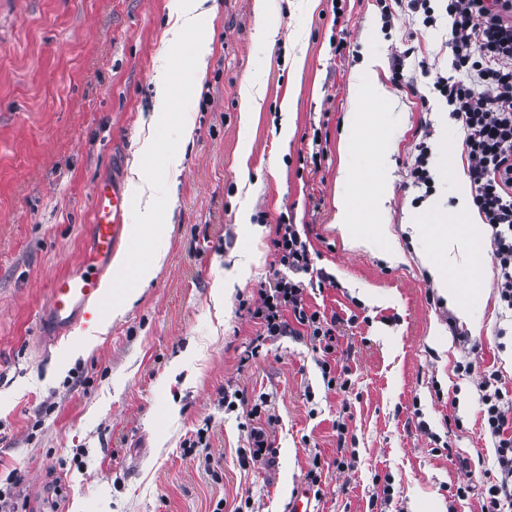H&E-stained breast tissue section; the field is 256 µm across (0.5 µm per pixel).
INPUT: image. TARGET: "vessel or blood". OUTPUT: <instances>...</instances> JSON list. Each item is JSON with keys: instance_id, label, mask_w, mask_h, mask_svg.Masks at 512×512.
<instances>
[{"instance_id": "b4317fda", "label": "vessel or blood", "mask_w": 512, "mask_h": 512, "mask_svg": "<svg viewBox=\"0 0 512 512\" xmlns=\"http://www.w3.org/2000/svg\"><path fill=\"white\" fill-rule=\"evenodd\" d=\"M130 205L124 188L115 182L101 181L94 192L93 246L80 272L67 273L51 284L49 317L60 329L76 320H90L106 311L112 298L102 286V273L112 263L123 234V216Z\"/></svg>"}]
</instances>
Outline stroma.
<instances>
[{"label": "stroma", "instance_id": "stroma-1", "mask_svg": "<svg viewBox=\"0 0 512 512\" xmlns=\"http://www.w3.org/2000/svg\"><path fill=\"white\" fill-rule=\"evenodd\" d=\"M168 2L0 0V480L15 476L18 512H235L247 490L259 512H286L311 491L316 458L317 512H482L495 449L460 365L498 372L512 394V317L493 293L494 261L464 309L446 290L468 266L443 287L421 261L468 167L460 125L429 87L449 68L446 24L427 30L398 8L384 18L380 0H265L260 11L209 0V67L184 106L194 135L184 145L176 124L155 132L184 153L166 261L90 352H72L80 327L46 321L53 279L79 271L92 246L96 183L129 179L156 66L189 54L167 40ZM370 50L390 101L370 103V124L353 129L354 75ZM248 84L261 96L251 111ZM422 142L435 190L416 207L409 170ZM347 168L355 177L340 182ZM380 179L389 200L368 221L384 242L349 250L336 196L364 213ZM284 223L304 227L315 268L336 280L307 302L341 319L330 362L346 388H328L309 336L251 352L259 326L247 308ZM388 241L403 262L386 260ZM225 274L236 281L218 307ZM261 396L277 452L268 469L240 463ZM201 429L207 447L184 451Z\"/></svg>", "mask_w": 512, "mask_h": 512}]
</instances>
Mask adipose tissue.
Masks as SVG:
<instances>
[{
  "label": "adipose tissue",
  "instance_id": "adipose-tissue-1",
  "mask_svg": "<svg viewBox=\"0 0 512 512\" xmlns=\"http://www.w3.org/2000/svg\"><path fill=\"white\" fill-rule=\"evenodd\" d=\"M207 0H170V15L173 24L169 29L171 40L189 41L192 79L190 83L175 85L173 75L181 69L179 58H161L153 77L157 99L154 112L144 119L145 135L139 137L136 158L131 167L129 190L138 200L140 209L137 222L132 228L133 247L115 260L122 268V277L113 279L112 316H120L129 304L153 280L168 253L169 227L159 221L174 198L176 179L182 171L183 156L180 152H162L154 136L156 128L166 123L171 116L175 99L191 97L194 87L205 76L211 56V40L207 34L211 10ZM164 158L169 172L167 182L158 183L149 179L147 170L157 158ZM454 226L434 225L433 249L424 256V263L436 283L447 285L452 272L460 263H468L472 274L465 288L456 289L449 296L450 302H465L480 297L483 293L485 252L480 236L471 231L478 222L477 212L470 207L467 195H460L453 216Z\"/></svg>",
  "mask_w": 512,
  "mask_h": 512
}]
</instances>
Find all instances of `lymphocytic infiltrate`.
<instances>
[{
	"label": "lymphocytic infiltrate",
	"mask_w": 512,
	"mask_h": 512,
	"mask_svg": "<svg viewBox=\"0 0 512 512\" xmlns=\"http://www.w3.org/2000/svg\"><path fill=\"white\" fill-rule=\"evenodd\" d=\"M451 69L433 89L460 122L472 201L491 230L498 277L495 294L512 313V0H447ZM275 268L250 315L259 340L306 330L323 353L336 344V318L312 309L306 295L331 274L313 267L310 243L297 225L276 228ZM486 431L496 467L485 483L482 512H512V396L496 373H479Z\"/></svg>",
	"instance_id": "1"
}]
</instances>
